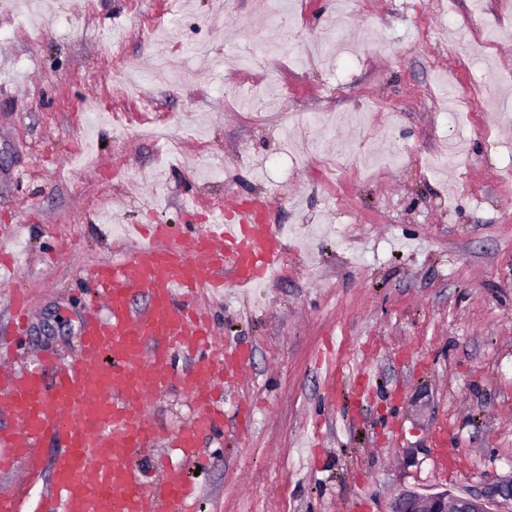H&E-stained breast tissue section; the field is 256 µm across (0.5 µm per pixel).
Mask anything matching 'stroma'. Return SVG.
<instances>
[{"label": "stroma", "instance_id": "stroma-1", "mask_svg": "<svg viewBox=\"0 0 512 512\" xmlns=\"http://www.w3.org/2000/svg\"><path fill=\"white\" fill-rule=\"evenodd\" d=\"M232 198L283 231L281 276L200 295L216 352L249 353L224 427L198 469L165 445L135 465L185 469L198 512H388L512 477V0H0L16 366L75 353L124 225L203 233ZM153 415L177 429L190 399Z\"/></svg>", "mask_w": 512, "mask_h": 512}]
</instances>
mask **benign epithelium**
<instances>
[{"mask_svg":"<svg viewBox=\"0 0 512 512\" xmlns=\"http://www.w3.org/2000/svg\"><path fill=\"white\" fill-rule=\"evenodd\" d=\"M389 512H512V477L465 495L446 488L429 493L404 489L392 500Z\"/></svg>","mask_w":512,"mask_h":512,"instance_id":"1","label":"benign epithelium"}]
</instances>
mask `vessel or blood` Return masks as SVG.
I'll list each match as a JSON object with an SVG mask.
<instances>
[{
  "label": "vessel or blood",
  "instance_id": "1",
  "mask_svg": "<svg viewBox=\"0 0 512 512\" xmlns=\"http://www.w3.org/2000/svg\"><path fill=\"white\" fill-rule=\"evenodd\" d=\"M136 247L124 259L91 270L96 301L84 315L75 356L43 359L32 368H12L0 345V471L27 466L15 486L0 489V512H23L26 489L44 465L52 467L53 491L38 512H194L198 493L177 471L144 480L131 456L159 441L177 448L184 464L196 462L200 440L224 424L217 392L224 376L242 370L247 357L215 360L198 291L248 290L276 275L283 240L268 226L263 207L230 204L216 214L211 231L182 241L168 225L150 237L129 226ZM148 304L137 311L134 294ZM193 356V367L175 375L173 352ZM177 388L194 404L191 422L177 432L160 430L150 412L152 395ZM58 449L46 460V446Z\"/></svg>",
  "mask_w": 512,
  "mask_h": 512
}]
</instances>
